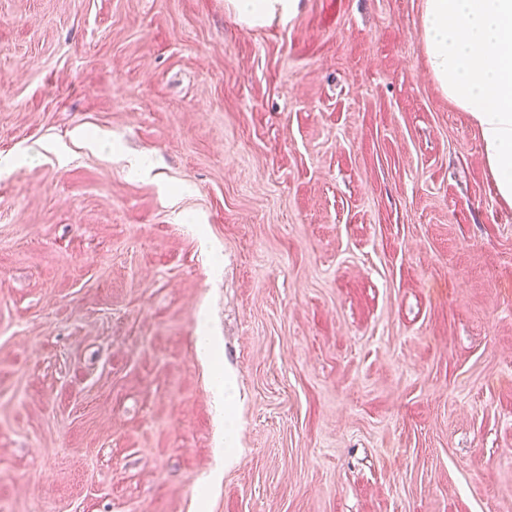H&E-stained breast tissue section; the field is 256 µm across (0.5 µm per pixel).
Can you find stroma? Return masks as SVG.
I'll list each match as a JSON object with an SVG mask.
<instances>
[{"label":"stroma","mask_w":512,"mask_h":512,"mask_svg":"<svg viewBox=\"0 0 512 512\" xmlns=\"http://www.w3.org/2000/svg\"><path fill=\"white\" fill-rule=\"evenodd\" d=\"M421 13L0 0V512H512V207ZM224 3L227 12L249 29L287 24L302 7V0H225ZM212 388L221 400V403L223 404L224 402V421L228 422L230 426H232L230 410L235 399L233 380L228 375L224 374L219 368L213 367Z\"/></svg>","instance_id":"obj_1"}]
</instances>
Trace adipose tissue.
<instances>
[{"mask_svg": "<svg viewBox=\"0 0 512 512\" xmlns=\"http://www.w3.org/2000/svg\"><path fill=\"white\" fill-rule=\"evenodd\" d=\"M302 0H225L250 29L287 24ZM429 73L478 128L499 198L512 206V0H423Z\"/></svg>", "mask_w": 512, "mask_h": 512, "instance_id": "obj_1", "label": "adipose tissue"}]
</instances>
